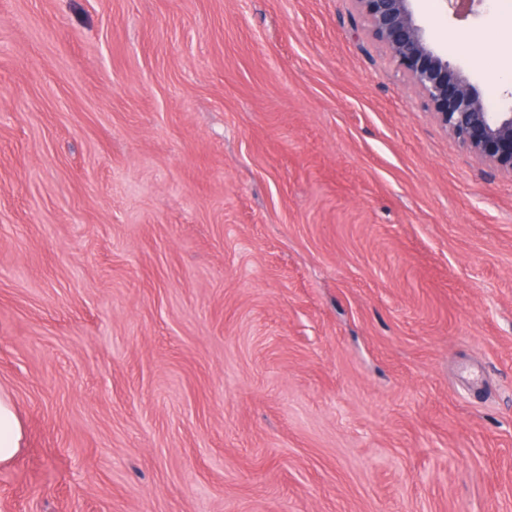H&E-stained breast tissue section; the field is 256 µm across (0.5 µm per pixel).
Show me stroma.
<instances>
[{
    "label": "stroma",
    "mask_w": 512,
    "mask_h": 512,
    "mask_svg": "<svg viewBox=\"0 0 512 512\" xmlns=\"http://www.w3.org/2000/svg\"><path fill=\"white\" fill-rule=\"evenodd\" d=\"M359 23L0 0V512H512V179ZM24 438L23 422L12 397L0 390V466L10 464Z\"/></svg>",
    "instance_id": "obj_1"
}]
</instances>
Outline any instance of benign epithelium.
I'll return each instance as SVG.
<instances>
[{
    "instance_id": "obj_1",
    "label": "benign epithelium",
    "mask_w": 512,
    "mask_h": 512,
    "mask_svg": "<svg viewBox=\"0 0 512 512\" xmlns=\"http://www.w3.org/2000/svg\"><path fill=\"white\" fill-rule=\"evenodd\" d=\"M366 34L388 55L439 125L480 163L512 179V90L494 112L419 23L415 0H350Z\"/></svg>"
}]
</instances>
